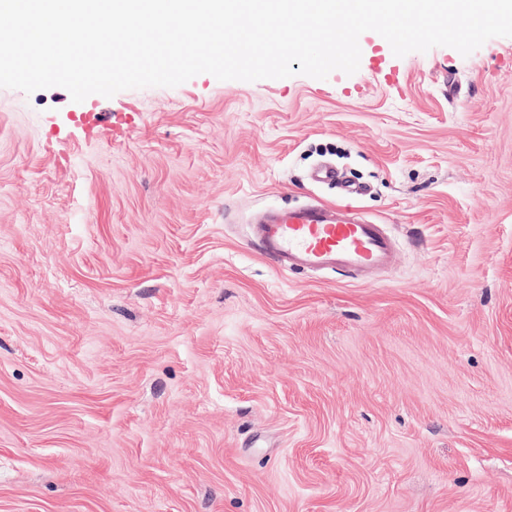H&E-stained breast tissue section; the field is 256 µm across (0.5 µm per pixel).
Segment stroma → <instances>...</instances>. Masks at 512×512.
Segmentation results:
<instances>
[{"mask_svg":"<svg viewBox=\"0 0 512 512\" xmlns=\"http://www.w3.org/2000/svg\"><path fill=\"white\" fill-rule=\"evenodd\" d=\"M385 44L324 80L0 88V512H512V37L388 80ZM310 201L388 224L393 267L250 246Z\"/></svg>","mask_w":512,"mask_h":512,"instance_id":"1","label":"stroma"}]
</instances>
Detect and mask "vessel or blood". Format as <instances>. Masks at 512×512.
<instances>
[{"label": "vessel or blood", "mask_w": 512, "mask_h": 512, "mask_svg": "<svg viewBox=\"0 0 512 512\" xmlns=\"http://www.w3.org/2000/svg\"><path fill=\"white\" fill-rule=\"evenodd\" d=\"M254 243L279 269L371 275L390 268L397 243L386 225L348 206L271 208L252 227Z\"/></svg>", "instance_id": "obj_1"}]
</instances>
